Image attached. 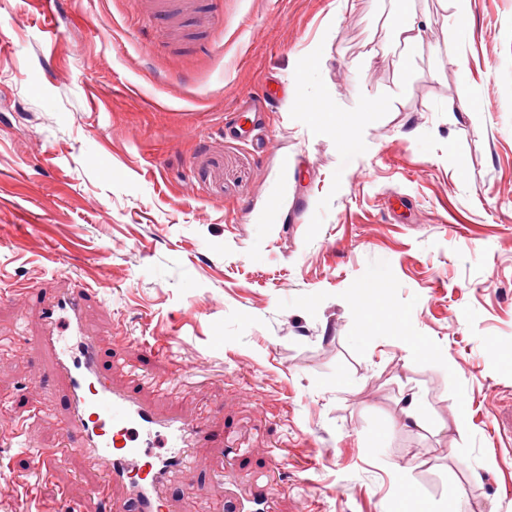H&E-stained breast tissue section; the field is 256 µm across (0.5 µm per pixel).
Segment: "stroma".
Returning a JSON list of instances; mask_svg holds the SVG:
<instances>
[{
	"mask_svg": "<svg viewBox=\"0 0 512 512\" xmlns=\"http://www.w3.org/2000/svg\"><path fill=\"white\" fill-rule=\"evenodd\" d=\"M406 10L428 26L412 49L389 37ZM206 42L173 52L132 0H63L50 33L0 0V512H100L39 312L9 294L75 280L102 349L131 342L116 381L216 417L172 512H224L228 426L277 512H512V0H223ZM270 80L273 147L224 137ZM475 82L491 96L447 111ZM355 114L349 143L311 134ZM404 325L445 360L406 362ZM178 368L180 393L145 380ZM411 398L430 422L405 431ZM37 448L61 452L45 480Z\"/></svg>",
	"mask_w": 512,
	"mask_h": 512,
	"instance_id": "1",
	"label": "stroma"
}]
</instances>
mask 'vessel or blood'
Wrapping results in <instances>:
<instances>
[{"mask_svg":"<svg viewBox=\"0 0 512 512\" xmlns=\"http://www.w3.org/2000/svg\"><path fill=\"white\" fill-rule=\"evenodd\" d=\"M222 0H143L152 23L174 32L186 19L208 28L219 16ZM250 106H240L225 122L224 134L241 137L250 132ZM14 296L24 306H38L44 332L39 344L55 354L56 372L67 383L71 415L65 430L88 459L101 468L99 495L110 512H168L163 494L166 483L190 458L191 448L210 438L207 427L194 417L164 415L142 401L128 388L112 383V366L88 332L83 314L94 298L88 287L65 289L46 300L32 288H17ZM162 440L164 453L152 454L144 445ZM246 491H229L232 512H272L276 487L265 473L248 472ZM121 485L126 495L116 498L113 486Z\"/></svg>","mask_w":512,"mask_h":512,"instance_id":"obj_1","label":"vessel or blood"}]
</instances>
